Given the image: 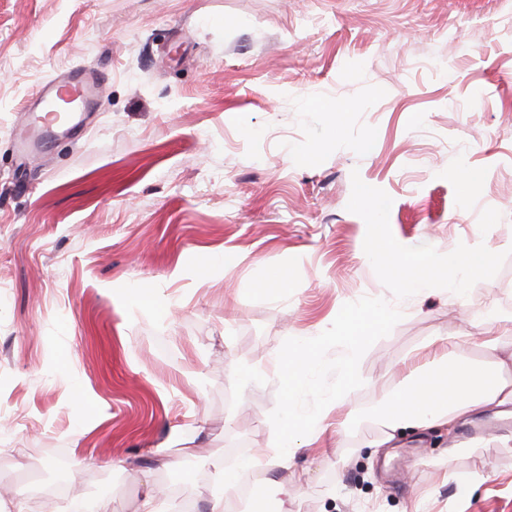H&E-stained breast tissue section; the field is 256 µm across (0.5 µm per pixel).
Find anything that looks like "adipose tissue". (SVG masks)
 <instances>
[{
  "label": "adipose tissue",
  "instance_id": "obj_1",
  "mask_svg": "<svg viewBox=\"0 0 512 512\" xmlns=\"http://www.w3.org/2000/svg\"><path fill=\"white\" fill-rule=\"evenodd\" d=\"M375 255L403 284L415 290L428 288L443 273L454 275L458 286H465L491 259L490 253L467 248L432 256L420 265L387 246L377 249ZM506 373L502 362L463 368L444 357L409 369L397 390L379 408L381 435L375 440V447H383L407 430L449 425L484 409L512 406V380L507 379ZM340 400L336 394L322 399L312 413L294 414L292 427L240 468L216 469L215 478L222 494L212 501L211 512H224L226 503L237 497L240 475L245 471L255 473L262 482L273 483L279 495L278 512H289L288 506L295 500L297 491L287 482L272 480L271 475L276 469L287 467L298 448V428L308 427L314 438L326 433L327 420Z\"/></svg>",
  "mask_w": 512,
  "mask_h": 512
}]
</instances>
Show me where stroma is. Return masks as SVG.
<instances>
[{
	"mask_svg": "<svg viewBox=\"0 0 512 512\" xmlns=\"http://www.w3.org/2000/svg\"><path fill=\"white\" fill-rule=\"evenodd\" d=\"M70 68L102 74L100 108L19 158ZM375 239L491 261L462 298L446 276L416 292ZM379 307L346 431L279 473L297 512H512V413L369 446L412 356L512 358V0H0V496L31 471L53 488L61 452L107 512L158 485L212 497L215 465L286 417L274 355L316 356L312 412ZM161 444L169 466H147Z\"/></svg>",
	"mask_w": 512,
	"mask_h": 512,
	"instance_id": "stroma-1",
	"label": "stroma"
}]
</instances>
